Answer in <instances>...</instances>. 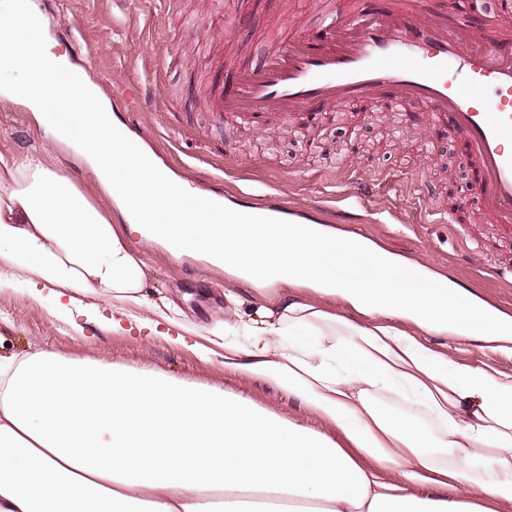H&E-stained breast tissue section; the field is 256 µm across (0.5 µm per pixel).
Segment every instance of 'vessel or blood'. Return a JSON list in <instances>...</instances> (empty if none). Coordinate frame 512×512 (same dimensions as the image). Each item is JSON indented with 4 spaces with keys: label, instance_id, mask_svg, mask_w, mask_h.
Listing matches in <instances>:
<instances>
[{
    "label": "vessel or blood",
    "instance_id": "vessel-or-blood-1",
    "mask_svg": "<svg viewBox=\"0 0 512 512\" xmlns=\"http://www.w3.org/2000/svg\"><path fill=\"white\" fill-rule=\"evenodd\" d=\"M497 0H438L425 18L383 0H332L323 44L288 39L261 63L241 67L210 109L255 129L270 122L313 128L336 106L374 104L405 125L427 106L429 125L460 136L479 209L512 238V33ZM486 22L469 24L472 14Z\"/></svg>",
    "mask_w": 512,
    "mask_h": 512
}]
</instances>
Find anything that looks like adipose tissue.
Returning a JSON list of instances; mask_svg holds the SVG:
<instances>
[{"instance_id": "adipose-tissue-1", "label": "adipose tissue", "mask_w": 512, "mask_h": 512, "mask_svg": "<svg viewBox=\"0 0 512 512\" xmlns=\"http://www.w3.org/2000/svg\"><path fill=\"white\" fill-rule=\"evenodd\" d=\"M67 72L59 85L58 72ZM21 105L78 142L123 224L36 153L0 155V289L25 285L60 313L112 306L106 327L186 329L145 291L126 229L206 268L275 286L269 302L204 327L222 355L282 391L301 417L222 386L55 351L0 356V512H512V374L466 363L433 337L501 341L499 315L462 305L429 265L319 224H269L225 202L221 221L178 206L186 182L143 166L107 99L52 51L39 0H0V107ZM400 396L421 418L390 415Z\"/></svg>"}]
</instances>
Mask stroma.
I'll use <instances>...</instances> for the list:
<instances>
[{
    "instance_id": "obj_1",
    "label": "stroma",
    "mask_w": 512,
    "mask_h": 512,
    "mask_svg": "<svg viewBox=\"0 0 512 512\" xmlns=\"http://www.w3.org/2000/svg\"><path fill=\"white\" fill-rule=\"evenodd\" d=\"M51 19L55 53L84 67L105 91L113 111L138 112V134L156 157L193 190L205 189L202 173L222 176V193L271 195L278 204L312 221L356 233L411 263H432L466 295L484 298L512 314V241L478 214L468 171L456 164L452 139L428 132L426 106L395 128L376 113H346L334 125L309 133H284L270 125L218 123L209 113L212 90L229 84L238 68L262 62L278 41L320 39L321 0H240L235 18L214 13L211 0H40ZM360 153L345 157L350 129ZM48 149V162L99 208H107L94 176L72 145H53L32 112L0 108V153L21 157ZM377 185L359 222L331 219L330 201L348 194L353 180ZM424 205L456 212L454 224L416 222ZM147 265L146 289L177 306L199 326L223 321L225 276L192 257L175 261L163 249L129 232ZM112 309L99 305L94 318L72 311L57 316L45 302L15 290L0 292V355L54 350L76 360L153 369L198 383L218 384L282 416H299L297 405L264 382L225 372L218 360L199 355L198 335L179 343L157 339L149 323L121 332L102 330ZM457 359L512 371V352L488 350L483 340L444 336Z\"/></svg>"
}]
</instances>
